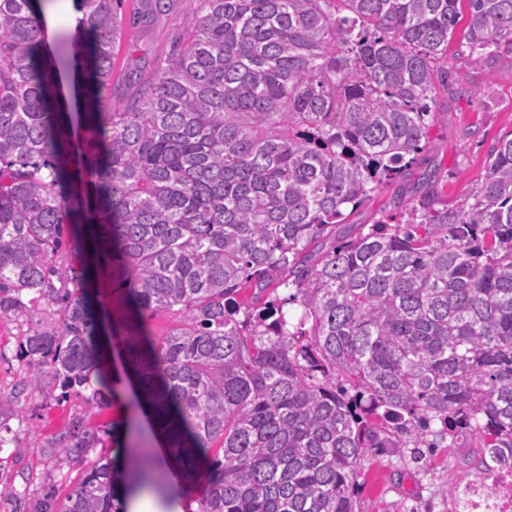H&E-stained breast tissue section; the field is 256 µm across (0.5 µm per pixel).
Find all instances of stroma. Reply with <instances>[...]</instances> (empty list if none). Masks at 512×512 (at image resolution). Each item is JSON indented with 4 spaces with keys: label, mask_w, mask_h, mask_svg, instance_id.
<instances>
[{
    "label": "stroma",
    "mask_w": 512,
    "mask_h": 512,
    "mask_svg": "<svg viewBox=\"0 0 512 512\" xmlns=\"http://www.w3.org/2000/svg\"><path fill=\"white\" fill-rule=\"evenodd\" d=\"M133 0H124L122 46L117 56L109 107L121 106L133 92L122 76L136 68L149 72L158 52L168 47L191 9V0H171L166 12L151 26L132 19ZM471 21L467 0H461L459 18L448 43V88L439 92L429 130L431 147L422 152L399 186H384L348 218L352 224H371L384 215L396 190L411 192L427 174L438 177L436 190L451 203L471 194L483 183L489 152L512 133V48L501 47L493 60L476 65L468 60L466 35ZM23 327L0 321V397L7 396L21 369L16 353ZM82 401H56L37 394L22 398L17 417L0 427L7 440L0 447V483L33 496L53 485L67 493L74 471L59 470L41 456L38 445L70 427ZM479 448H426L414 457L406 448H373L361 462L355 494L358 512H448V500L458 478L478 472Z\"/></svg>",
    "instance_id": "stroma-1"
}]
</instances>
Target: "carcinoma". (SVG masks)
Segmentation results:
<instances>
[{
	"instance_id": "obj_1",
	"label": "carcinoma",
	"mask_w": 512,
	"mask_h": 512,
	"mask_svg": "<svg viewBox=\"0 0 512 512\" xmlns=\"http://www.w3.org/2000/svg\"><path fill=\"white\" fill-rule=\"evenodd\" d=\"M47 2L0 0V321L41 310L0 417L31 393L81 394L40 452L82 473L62 498L0 486L12 512H121L128 484L165 490L152 433L86 425L110 394L105 285L132 405L201 486L197 512H356L371 448L512 450V137L453 205L437 207L429 179L336 237L427 148L461 0H193L110 112L123 0H72L83 28L52 37ZM469 7L480 63L512 44V0ZM165 8L138 0L135 14ZM147 311L178 319L156 337Z\"/></svg>"
}]
</instances>
